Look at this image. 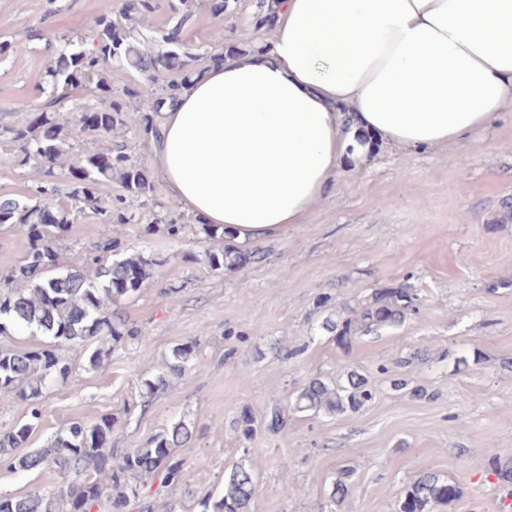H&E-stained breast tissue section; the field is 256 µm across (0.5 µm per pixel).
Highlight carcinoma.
Here are the masks:
<instances>
[{
    "mask_svg": "<svg viewBox=\"0 0 512 512\" xmlns=\"http://www.w3.org/2000/svg\"><path fill=\"white\" fill-rule=\"evenodd\" d=\"M156 8L155 0H126L118 18L110 13L93 18L91 48H86L83 39H67L50 60L46 71L50 91L38 116L25 126L0 127V142L17 147L20 165L27 168L36 184L32 204L15 198L0 199V227L16 226L30 240L22 263L0 280V336L25 332L50 339L33 348L0 347V400L25 410V420L0 432V463L13 471H28L50 462L63 473L81 477L59 495L0 493V512H101L103 508L106 512H123L132 501L138 503V512H179L177 503L164 502L155 507L143 501V494L149 479L159 477L166 486L185 481L184 461L175 452L192 437V423L184 417L164 426L139 448L112 447L115 419L103 415L90 423H71L46 448L15 453L25 447L40 424L38 404L44 392L51 385L66 383L71 375L70 363L59 353L61 347H87L89 368L95 369L111 356L117 344L141 335V329L129 324L124 316L122 302L162 277L163 260L143 250L122 252L124 228L141 223L143 210L149 209L155 212V223L146 225V234L160 227L178 242L187 229L182 215L154 197L153 182L124 145L112 144L114 136L132 130L145 135L195 74L191 68L195 54L179 45L184 16L162 35L163 41L177 43L176 49L156 55L138 49L136 26L148 22ZM114 63H126L143 76L134 108L122 96L112 95L106 71ZM164 71H179L182 78L158 88L157 76ZM82 85L98 91V106L84 108L82 114L69 120L61 119L60 108L72 90ZM88 139L104 140L106 145L81 149L79 143ZM58 165L71 175L65 203L53 202L58 189L45 180ZM112 181L122 192L102 205L98 187ZM87 211L100 223L111 226V236L86 249L82 265L63 271L58 240ZM198 234L203 251L195 260L215 274L241 270L266 259L265 252L224 243V229L217 226L204 224ZM421 302L417 291L402 284L380 288L367 303L357 308L345 306L326 317L321 328L346 349L363 335L404 322L419 312ZM201 368L194 344L173 345L161 370L141 379L142 404L150 403L157 393L168 391ZM373 398L367 379L355 371L347 373L343 383L313 377L300 389L293 405L276 404L271 408L265 429L270 434L279 433L294 412H356ZM489 466L491 474L512 483V459L503 461L494 454ZM256 469L255 462L234 463L224 475L219 495H197L190 489L187 495L200 507L199 512H249L258 487ZM351 492L349 476H340L321 512H338ZM457 495L456 486L424 473L410 485L400 512H433L434 505Z\"/></svg>",
    "mask_w": 512,
    "mask_h": 512,
    "instance_id": "obj_1",
    "label": "carcinoma"
}]
</instances>
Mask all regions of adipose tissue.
Here are the masks:
<instances>
[{
	"label": "adipose tissue",
	"instance_id": "adipose-tissue-1",
	"mask_svg": "<svg viewBox=\"0 0 512 512\" xmlns=\"http://www.w3.org/2000/svg\"><path fill=\"white\" fill-rule=\"evenodd\" d=\"M264 50L208 66L148 139L171 201L242 243L306 223L374 139L453 149L512 109V0H268Z\"/></svg>",
	"mask_w": 512,
	"mask_h": 512
}]
</instances>
